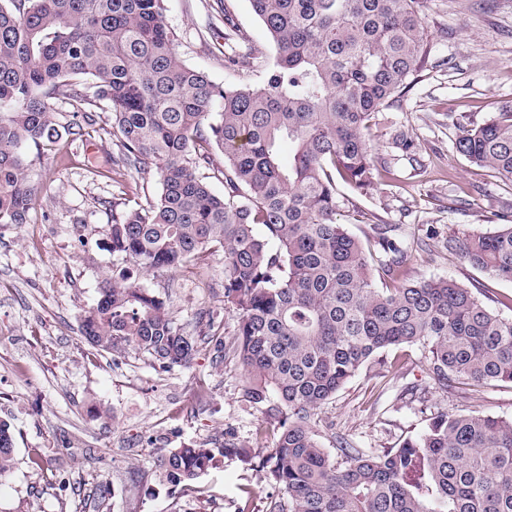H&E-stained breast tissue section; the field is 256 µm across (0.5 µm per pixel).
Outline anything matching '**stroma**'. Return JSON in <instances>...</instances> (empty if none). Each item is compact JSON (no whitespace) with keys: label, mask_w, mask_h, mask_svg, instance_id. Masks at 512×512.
<instances>
[{"label":"stroma","mask_w":512,"mask_h":512,"mask_svg":"<svg viewBox=\"0 0 512 512\" xmlns=\"http://www.w3.org/2000/svg\"><path fill=\"white\" fill-rule=\"evenodd\" d=\"M167 27L183 62L217 83H256L251 70L224 61V17L264 53L275 54L249 0H163ZM433 46L414 87L371 120L367 139L390 173L364 191L338 183L339 223L365 245L372 228L390 224L407 248L403 278L458 281L493 311L512 317V283L471 267L448 251V238L465 240L499 229L512 211V182L469 163L455 143L495 112L512 110V0H425ZM101 125L28 149V176L37 193L28 224L0 225V417L15 434L11 470L0 476V512H236L239 490L251 487L252 512H267L276 496L264 471L222 458L201 477L205 493L159 481L160 452L189 442L218 448L230 441L255 446L263 415L247 397L241 366L217 361L201 344L190 366L162 367L131 349L102 352L79 331V316L98 297L101 280L125 268L113 254L108 228L113 209H129L158 193L154 171L116 175L105 154L116 139ZM413 146L403 151L401 136ZM418 166H411L409 156ZM167 301L173 319L190 333L231 338L224 307V256L206 251L175 270L140 277ZM403 368L366 364L318 412L324 447L334 434L359 448H391L421 433L439 412L481 413L512 420V385H455L436 389L421 346L400 352ZM41 449L42 470L30 468ZM114 489L102 501V485Z\"/></svg>","instance_id":"35a3bbf8"}]
</instances>
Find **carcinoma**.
<instances>
[{
	"label": "carcinoma",
	"instance_id": "obj_1",
	"mask_svg": "<svg viewBox=\"0 0 512 512\" xmlns=\"http://www.w3.org/2000/svg\"><path fill=\"white\" fill-rule=\"evenodd\" d=\"M275 50L260 83L217 84L179 58L163 0H0V224L28 223L26 149L62 137L52 100L83 98L90 78L112 114V170H155L160 191L112 214V253L139 272L224 254V306L246 392L273 420L255 452L190 443L161 456L162 481L192 486L218 457L261 468L278 489L268 512H512V420L441 414L379 452L318 439L315 415L369 361L428 349L434 385L512 384V318L451 278L397 282L406 250L390 224L370 252L336 221V181L363 190L380 174L365 137L379 109L410 87L431 47L424 0H249ZM225 61L260 51L224 11ZM292 145L283 157V142ZM470 163L512 181V112L456 142ZM223 164L215 166V151ZM217 173L216 193L205 171ZM448 250L512 282V223ZM80 332L93 348L129 347L164 366L192 362L199 339L125 270L102 280ZM15 438L0 420V476Z\"/></svg>",
	"mask_w": 512,
	"mask_h": 512
}]
</instances>
